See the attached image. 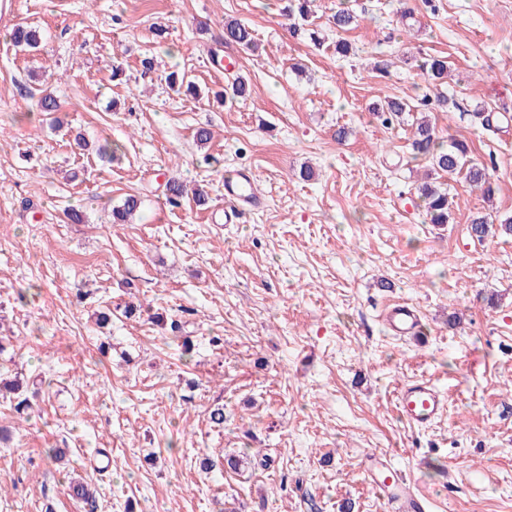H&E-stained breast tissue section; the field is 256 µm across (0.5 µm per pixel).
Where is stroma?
Wrapping results in <instances>:
<instances>
[{
    "mask_svg": "<svg viewBox=\"0 0 512 512\" xmlns=\"http://www.w3.org/2000/svg\"><path fill=\"white\" fill-rule=\"evenodd\" d=\"M12 2L0 19V377L20 378L30 407L21 417L0 397V512H87L68 494L78 480L96 488L94 512H388L360 467L372 453L432 512H512V236L468 232L475 214L512 216V125L473 118L512 109V0H315L313 39L290 32L289 0ZM343 4L359 23L342 33ZM230 20L256 50L225 43ZM18 23L38 27L37 51L11 44ZM428 55L447 57L446 84L422 78ZM173 71L197 95L171 89ZM235 75L249 95L220 102ZM392 98L411 112L388 125L376 111ZM422 112L440 137L469 142L495 187L487 202L452 182L445 224L418 197ZM200 127L213 132L204 145ZM242 168L263 204L212 223ZM173 178L205 205H169ZM130 195L133 223H111ZM397 301L420 311L418 338L383 326ZM421 378L448 399L427 428L397 410ZM103 450L106 472L91 465Z\"/></svg>",
    "mask_w": 512,
    "mask_h": 512,
    "instance_id": "1",
    "label": "stroma"
}]
</instances>
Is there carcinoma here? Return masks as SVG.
I'll return each mask as SVG.
<instances>
[{
	"instance_id": "carcinoma-1",
	"label": "carcinoma",
	"mask_w": 512,
	"mask_h": 512,
	"mask_svg": "<svg viewBox=\"0 0 512 512\" xmlns=\"http://www.w3.org/2000/svg\"><path fill=\"white\" fill-rule=\"evenodd\" d=\"M333 24L338 31H346L358 24L357 15L348 8L339 9L333 16ZM13 45L20 50H33L39 47L41 36L35 28L18 24L12 30L10 36ZM224 42L235 43L248 50L254 48V37L251 28L238 21L224 23ZM419 69L422 75L431 82H445L448 77L447 61L439 57H429L421 61ZM412 150L417 155L429 159L433 172L442 177H453L461 173L465 174L470 186L490 197L494 188L485 168L480 167L469 160L470 148L466 141L454 138L445 145L436 132L435 127L422 121L417 124L414 138L411 143ZM421 198L425 203L426 215L431 224H446L451 215L453 201L449 199L448 189H440L429 183L419 188ZM141 201L138 197L130 195L123 204L112 209V223L126 224L129 218L140 209ZM485 215H476L471 219V237L482 241L491 230Z\"/></svg>"
}]
</instances>
